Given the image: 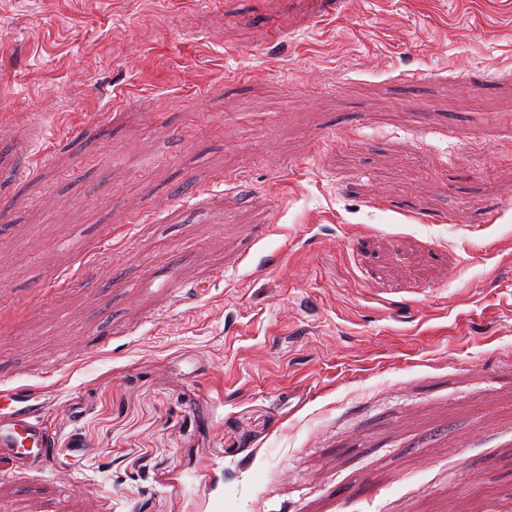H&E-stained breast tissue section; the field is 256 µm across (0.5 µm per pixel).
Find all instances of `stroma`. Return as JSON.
<instances>
[{
	"label": "stroma",
	"instance_id": "obj_1",
	"mask_svg": "<svg viewBox=\"0 0 512 512\" xmlns=\"http://www.w3.org/2000/svg\"><path fill=\"white\" fill-rule=\"evenodd\" d=\"M0 512H512V0H0ZM63 412L58 388H43L36 394L21 387L0 386V457L21 459L20 448L42 446L40 422L46 414Z\"/></svg>",
	"mask_w": 512,
	"mask_h": 512
}]
</instances>
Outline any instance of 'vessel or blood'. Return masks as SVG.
Masks as SVG:
<instances>
[{"instance_id":"b4317fda","label":"vessel or blood","mask_w":512,"mask_h":512,"mask_svg":"<svg viewBox=\"0 0 512 512\" xmlns=\"http://www.w3.org/2000/svg\"><path fill=\"white\" fill-rule=\"evenodd\" d=\"M58 389L45 388L32 394L20 387L0 386V457H20L27 446L43 442L41 421L46 414L61 411Z\"/></svg>"}]
</instances>
